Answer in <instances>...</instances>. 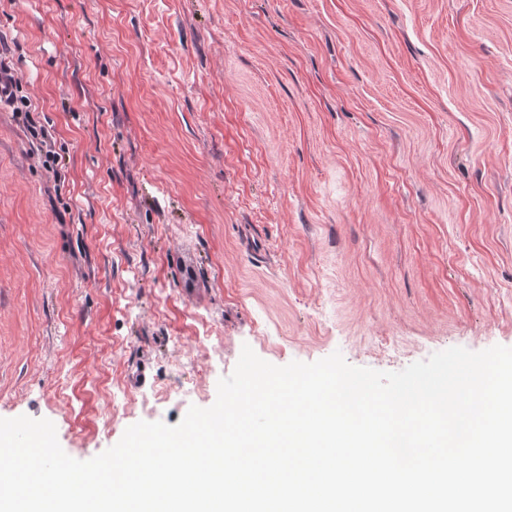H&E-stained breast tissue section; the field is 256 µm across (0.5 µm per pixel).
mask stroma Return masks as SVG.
Here are the masks:
<instances>
[{
    "label": "stroma",
    "instance_id": "1",
    "mask_svg": "<svg viewBox=\"0 0 512 512\" xmlns=\"http://www.w3.org/2000/svg\"><path fill=\"white\" fill-rule=\"evenodd\" d=\"M0 58V418L85 461L246 344L512 347V0H0Z\"/></svg>",
    "mask_w": 512,
    "mask_h": 512
}]
</instances>
